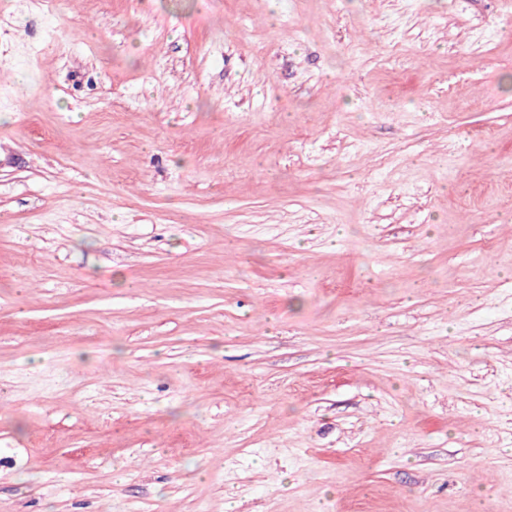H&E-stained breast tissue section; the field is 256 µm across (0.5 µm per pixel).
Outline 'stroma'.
<instances>
[{
	"mask_svg": "<svg viewBox=\"0 0 512 512\" xmlns=\"http://www.w3.org/2000/svg\"><path fill=\"white\" fill-rule=\"evenodd\" d=\"M512 0H0V512H512Z\"/></svg>",
	"mask_w": 512,
	"mask_h": 512,
	"instance_id": "35a3bbf8",
	"label": "stroma"
}]
</instances>
